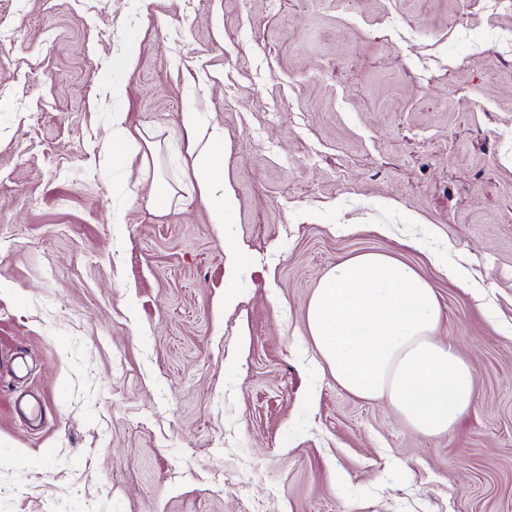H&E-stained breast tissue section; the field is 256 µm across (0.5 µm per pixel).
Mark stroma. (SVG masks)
Returning <instances> with one entry per match:
<instances>
[{"label": "stroma", "instance_id": "1", "mask_svg": "<svg viewBox=\"0 0 512 512\" xmlns=\"http://www.w3.org/2000/svg\"><path fill=\"white\" fill-rule=\"evenodd\" d=\"M187 111L229 145L231 232ZM365 252L474 368L451 433L309 338ZM2 352L0 512H512V0H0Z\"/></svg>", "mask_w": 512, "mask_h": 512}]
</instances>
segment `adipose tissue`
Instances as JSON below:
<instances>
[{
	"label": "adipose tissue",
	"instance_id": "1",
	"mask_svg": "<svg viewBox=\"0 0 512 512\" xmlns=\"http://www.w3.org/2000/svg\"><path fill=\"white\" fill-rule=\"evenodd\" d=\"M224 135L212 130L190 154L212 223L231 224L237 201L221 179ZM437 295L414 269L366 252L329 269L306 309L308 333L337 384L364 400L387 401L418 434L452 431L476 398L475 373L436 332Z\"/></svg>",
	"mask_w": 512,
	"mask_h": 512
}]
</instances>
